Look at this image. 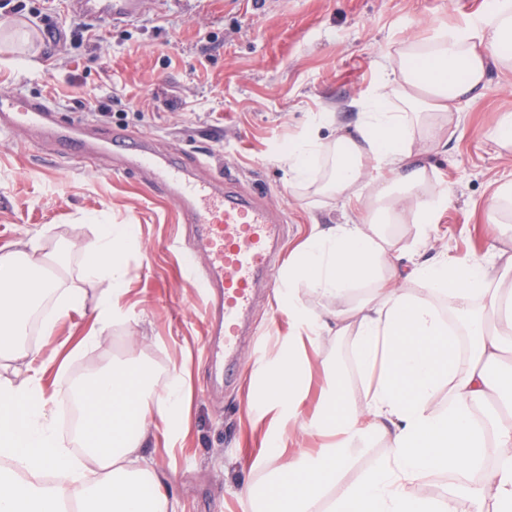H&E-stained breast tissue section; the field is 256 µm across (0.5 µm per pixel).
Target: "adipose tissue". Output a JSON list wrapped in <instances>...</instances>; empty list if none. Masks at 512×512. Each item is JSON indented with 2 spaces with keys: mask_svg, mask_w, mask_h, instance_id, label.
Returning <instances> with one entry per match:
<instances>
[{
  "mask_svg": "<svg viewBox=\"0 0 512 512\" xmlns=\"http://www.w3.org/2000/svg\"><path fill=\"white\" fill-rule=\"evenodd\" d=\"M512 69V0L496 10L427 40H406L385 65L373 90L361 97L354 134L324 141L319 128L333 113H320L288 144L285 157L293 185L344 193L365 190L371 218L323 229L312 225L280 274V310L294 332L276 358L260 364L261 405L275 420L303 433L330 437L312 455L284 463L260 498L257 512H472L459 488L429 497V478L452 479L480 468L486 448L498 456L486 470L494 512H512V422L485 419L497 399L512 404V225H498L502 248L491 260L448 255L415 263L400 274V257L382 227L413 214L434 224L448 205L446 189L424 179L423 169L406 170L418 124L432 112H452L484 88L489 63ZM89 240L50 241L40 233L0 251V360L36 362L40 350L26 345L32 316L41 335H51L89 288L102 292L94 306L96 328L84 343L101 345L114 324L126 321L121 300L127 291L125 257L135 246L125 224H93ZM81 263L66 271L70 255ZM368 288L349 310L340 304L356 286ZM305 287L326 305L331 320L313 314L297 292ZM424 288L426 297L416 295ZM447 299L455 316L447 324L434 301ZM354 334L359 368L367 378L362 404L335 374L319 418L298 416L311 368L299 352L302 338L323 332ZM446 381L448 408L431 410L439 381ZM82 420L73 454L57 437L49 403L37 374L0 380V512H174L142 454L152 429L171 427L185 401L182 379L156 387L143 363H117L75 388ZM388 438L386 461L344 495L326 501L328 486L347 468L349 448L368 436ZM51 471L53 487L33 478Z\"/></svg>",
  "mask_w": 512,
  "mask_h": 512,
  "instance_id": "ef3b65f1",
  "label": "adipose tissue"
}]
</instances>
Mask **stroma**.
Listing matches in <instances>:
<instances>
[{
  "mask_svg": "<svg viewBox=\"0 0 512 512\" xmlns=\"http://www.w3.org/2000/svg\"><path fill=\"white\" fill-rule=\"evenodd\" d=\"M22 11L0 13V93L22 92L98 134L112 130L146 137L162 154L174 153L201 178L232 171L236 187L262 198L286 225L283 255L291 257L311 225L366 221L364 201L291 186L283 152L317 113H335L345 130L356 123V101L374 87L378 69L408 38L465 24L485 12V0H162L158 11L127 24L94 22L96 41L81 38L84 21L68 16L62 0H23ZM61 27L62 37L44 32ZM108 99L89 114L88 93ZM512 112V70L490 66L481 96L461 102L444 118L437 139L420 137L413 158L430 184L449 192L435 232L403 217L389 225L396 248L418 249L429 260L441 252L490 256V227L503 221L489 200L512 183V152L487 134ZM130 225L138 246L127 258L128 322L114 325L102 346L82 341L94 325L98 289L61 319L40 347L41 384L58 436L74 437L66 412L75 380L114 362H149L158 384L185 378L186 425L154 431L143 453L176 512H252L246 486H265L279 467L269 458V419L256 412L258 364L272 361L291 332L278 290L260 289L250 327L239 342L235 371L207 352L206 308L196 280L208 267L203 249H190L189 230L176 203L154 194L137 174L114 170L109 155L80 167L29 143L23 130L0 135V249L51 228L62 238H87L88 223ZM312 367L298 408L303 420L320 411L330 363L346 385L364 380L349 336L303 341ZM390 455L373 437L352 451V462L331 484L329 499Z\"/></svg>",
  "mask_w": 512,
  "mask_h": 512,
  "instance_id": "35a3bbf8",
  "label": "stroma"
}]
</instances>
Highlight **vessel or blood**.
<instances>
[{
    "label": "vessel or blood",
    "mask_w": 512,
    "mask_h": 512,
    "mask_svg": "<svg viewBox=\"0 0 512 512\" xmlns=\"http://www.w3.org/2000/svg\"><path fill=\"white\" fill-rule=\"evenodd\" d=\"M78 17L123 24L153 9L156 0H68ZM18 126L37 129L61 157L94 162L101 153L121 161L126 170L148 175L152 186L173 197L184 223L193 225L197 242L209 256L206 287L222 290L216 335L224 339L223 354L233 357L242 327L259 286H271L282 226L270 209L237 190L232 176L207 181L187 177L180 159L160 160L150 142L124 132L89 140L71 126L59 124L45 103L15 93L0 97V131Z\"/></svg>",
    "instance_id": "obj_1"
}]
</instances>
